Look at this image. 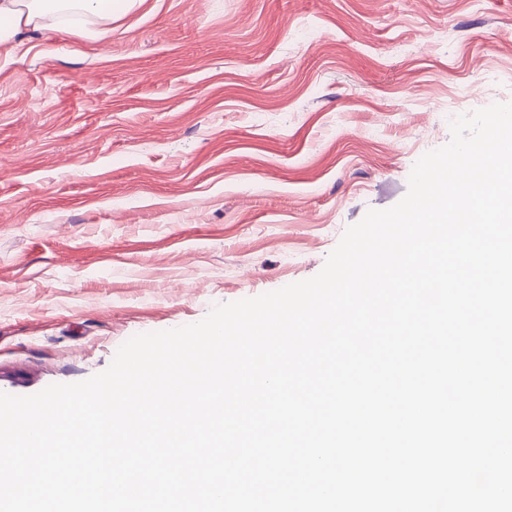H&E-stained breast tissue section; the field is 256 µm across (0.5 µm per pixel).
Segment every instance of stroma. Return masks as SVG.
I'll use <instances>...</instances> for the list:
<instances>
[{
	"label": "stroma",
	"instance_id": "obj_1",
	"mask_svg": "<svg viewBox=\"0 0 512 512\" xmlns=\"http://www.w3.org/2000/svg\"><path fill=\"white\" fill-rule=\"evenodd\" d=\"M0 57V392L311 278L477 110L512 0H138Z\"/></svg>",
	"mask_w": 512,
	"mask_h": 512
}]
</instances>
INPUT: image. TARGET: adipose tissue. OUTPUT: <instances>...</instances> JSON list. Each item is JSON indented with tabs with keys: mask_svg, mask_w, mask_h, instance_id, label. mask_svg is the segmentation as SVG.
<instances>
[{
	"mask_svg": "<svg viewBox=\"0 0 512 512\" xmlns=\"http://www.w3.org/2000/svg\"><path fill=\"white\" fill-rule=\"evenodd\" d=\"M131 6V0H0V54L11 53L24 33L44 29L47 16L76 8L109 22Z\"/></svg>",
	"mask_w": 512,
	"mask_h": 512,
	"instance_id": "ef3b65f1",
	"label": "adipose tissue"
}]
</instances>
